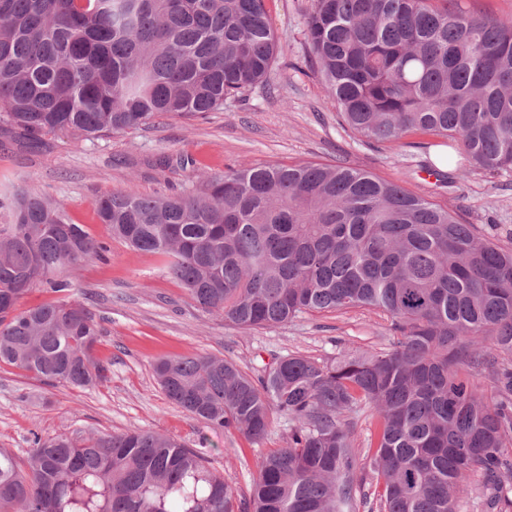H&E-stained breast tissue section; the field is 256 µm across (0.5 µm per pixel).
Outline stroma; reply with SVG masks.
I'll use <instances>...</instances> for the list:
<instances>
[{
  "instance_id": "35a3bbf8",
  "label": "stroma",
  "mask_w": 512,
  "mask_h": 512,
  "mask_svg": "<svg viewBox=\"0 0 512 512\" xmlns=\"http://www.w3.org/2000/svg\"><path fill=\"white\" fill-rule=\"evenodd\" d=\"M311 0H267L279 45L267 80L202 116L158 117L148 125L95 142L66 133L34 145L0 128V194L17 189L60 200L70 221L111 248L108 262L85 265L76 295L100 321L98 356L110 365L108 382L89 390L49 387L27 373L0 367V448L24 455L38 432L162 433L190 447L205 446L214 466L248 489L258 463L285 447L289 423L273 415L258 442L217 434L171 403L157 384L161 358L206 353L256 375L272 357L301 354L322 361L341 352L384 351L391 343L379 312L355 308L310 312L278 327L243 330L206 314L164 273L163 259L112 239L97 217L104 195L135 188L168 196L190 186L198 170L315 162L365 169L400 183L512 248V169L475 172L446 182L431 157L433 145L363 144L342 124L336 103L306 63L304 19Z\"/></svg>"
}]
</instances>
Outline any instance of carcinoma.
I'll return each instance as SVG.
<instances>
[{
	"instance_id": "cac0c4a2",
	"label": "carcinoma",
	"mask_w": 512,
	"mask_h": 512,
	"mask_svg": "<svg viewBox=\"0 0 512 512\" xmlns=\"http://www.w3.org/2000/svg\"><path fill=\"white\" fill-rule=\"evenodd\" d=\"M305 26L308 61L357 140L429 136L463 176L512 168V15L311 0ZM277 55L267 0H0V123L37 144L218 112ZM0 210V365L48 386L106 382L73 272L108 260L107 244L47 195L3 194ZM98 216L242 329L368 308L393 339L321 362L278 356L255 378L210 354L155 363L166 397L214 432L259 441L273 414L293 423L245 492L205 448L154 431L34 432L24 458L0 448V512H356L358 469L381 512H459L473 472L487 512H512V249L397 182L313 162L198 175L167 197L130 188ZM36 290L52 298L20 307ZM363 407L377 432L361 454L343 418Z\"/></svg>"
}]
</instances>
